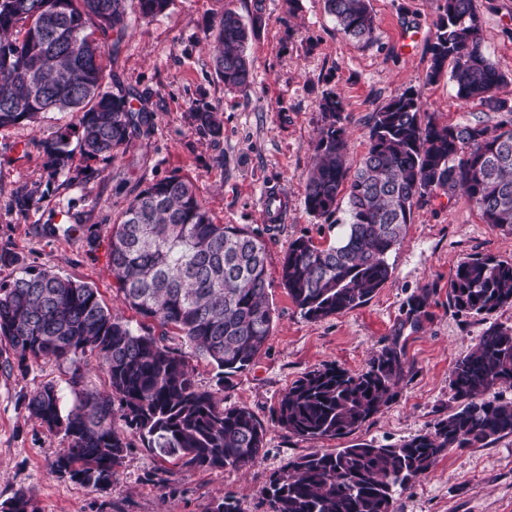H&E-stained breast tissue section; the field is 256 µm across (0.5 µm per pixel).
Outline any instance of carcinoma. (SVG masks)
Returning <instances> with one entry per match:
<instances>
[{
	"instance_id": "obj_1",
	"label": "carcinoma",
	"mask_w": 512,
	"mask_h": 512,
	"mask_svg": "<svg viewBox=\"0 0 512 512\" xmlns=\"http://www.w3.org/2000/svg\"><path fill=\"white\" fill-rule=\"evenodd\" d=\"M171 0H137L144 18L165 12ZM340 31L359 45L374 39L368 0H325ZM426 82L445 72L457 97L506 117L442 125L406 90L373 114L368 149L356 168L347 159L343 100L327 94L305 178L307 211L336 223L340 201L347 222L323 247L309 237L288 246L281 282L304 317L320 320L367 303L391 275L388 255L400 244L415 208L442 194L472 202L487 224L512 231V102L499 96L507 80L482 40L474 0L438 7ZM126 0H0V128L33 122L42 112H76L44 147L50 174L63 172L72 150L110 163L135 132L147 134L152 115L128 97L104 91L106 47L126 34ZM253 28L232 9L214 34V70L228 89L253 81ZM189 119L202 135L218 137L219 112L196 108ZM266 240L245 226L214 223L191 181L171 176L134 195L106 243L108 265L125 306L144 320L134 331L103 302L97 289L47 268H29L0 282V343L22 362L53 357L70 364L76 401L63 412L53 384L28 400L31 416L63 434L66 451L51 473L112 494L131 443L190 470L249 468L265 448L266 428L245 407L218 398L224 379L247 370L274 329L268 297ZM430 293L409 308L417 324ZM448 305L488 316L512 306V260L468 256L457 265ZM216 370V390L200 388L187 353L166 344L169 333ZM101 360L104 390L79 389L88 357ZM404 376L401 350L384 348L369 367L353 373L328 366L305 373L282 394L274 421L302 440L355 433L397 394ZM512 384V326L493 323L458 359L452 384L458 409L433 430L397 446L357 443L313 452L288 462L263 490L267 512H392L393 495L427 474L452 448H475L512 435V401L489 397ZM120 417L127 433L113 425ZM0 512H37L25 493L0 503ZM205 512H241L232 497H217Z\"/></svg>"
}]
</instances>
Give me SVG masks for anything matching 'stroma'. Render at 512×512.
Instances as JSON below:
<instances>
[{
	"mask_svg": "<svg viewBox=\"0 0 512 512\" xmlns=\"http://www.w3.org/2000/svg\"><path fill=\"white\" fill-rule=\"evenodd\" d=\"M369 4L374 39L360 46L340 31L324 0H173L152 19L141 17L137 0H127V32L118 53L105 56V88L116 96L138 93L137 107L153 116L150 135L133 138L98 177L85 178L87 161L76 152L53 178L44 144L76 123V114L45 112L36 123L0 128V253L10 257L0 263V281L26 266L48 268L97 288L109 307L138 327L140 316L124 307L104 251L92 247L89 237L106 235L147 184L180 176L194 183L215 223L266 229L268 295L275 310L262 354L224 381L225 405L249 408L266 428L257 462L244 471L187 470L135 438L109 495L51 474V461L68 441L47 432L27 409L30 395L48 383L58 389L63 407L71 408L76 394L69 363L43 358L22 368L14 352L0 345V502L22 491L39 512H204L212 498L230 495L241 512H265L261 492L289 461L362 442L395 446L432 430L457 408L456 361L490 323L512 326V307L486 318L457 313L448 305L449 282L469 255L512 260V231L484 223L466 198L436 195L415 208L403 240L388 256L391 275L367 304L310 320L280 280L291 241L307 236L318 244L335 242L346 217L338 212L337 223L328 224L305 206V175L321 126L318 105L327 93L343 100L347 154L354 164L367 151L371 115L407 90L441 123L499 119L460 101L448 78L426 83L439 0ZM475 4L484 45L509 78L500 95L512 100V0ZM228 7L244 20H261L251 42L254 79L242 90H228L217 78L208 40ZM198 106L221 112L220 137L195 131L189 114ZM269 190L287 200L272 228L262 206ZM21 193L28 197L22 210L15 205ZM71 224L81 225V232L69 233ZM426 288L428 315L416 325L408 303ZM391 345L402 351L404 378L393 400L354 434L303 440L275 423L281 395L303 374L330 365L357 373ZM393 512H512V435L448 451L425 476L395 492Z\"/></svg>",
	"mask_w": 512,
	"mask_h": 512,
	"instance_id": "stroma-1",
	"label": "stroma"
}]
</instances>
